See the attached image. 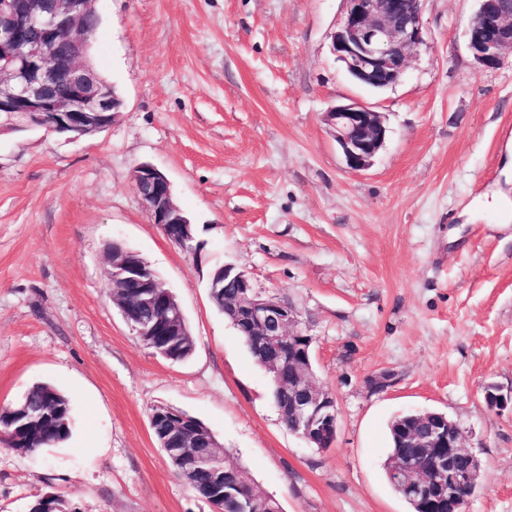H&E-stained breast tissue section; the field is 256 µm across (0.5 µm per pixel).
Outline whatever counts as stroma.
Masks as SVG:
<instances>
[{
	"mask_svg": "<svg viewBox=\"0 0 512 512\" xmlns=\"http://www.w3.org/2000/svg\"><path fill=\"white\" fill-rule=\"evenodd\" d=\"M477 7L426 0L404 78L374 91L332 52L342 0H97L90 55L123 95L118 120L80 139L0 134V407L48 383L74 417L37 455L0 446V512L47 491L81 512H213L153 435L159 403L201 420L283 512H409L385 478L387 425L441 412L482 463L469 512H512V62L474 64ZM349 98L388 127L359 172L323 118ZM141 163L170 179L200 254L153 224ZM115 242L176 296L188 359L153 355L113 306ZM229 263L311 337L316 382L336 396L333 448L288 430L212 304L209 277ZM385 370L395 385L372 392Z\"/></svg>",
	"mask_w": 512,
	"mask_h": 512,
	"instance_id": "stroma-1",
	"label": "stroma"
}]
</instances>
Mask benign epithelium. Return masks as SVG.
<instances>
[{"label": "benign epithelium", "mask_w": 512, "mask_h": 512, "mask_svg": "<svg viewBox=\"0 0 512 512\" xmlns=\"http://www.w3.org/2000/svg\"><path fill=\"white\" fill-rule=\"evenodd\" d=\"M96 0H0V114L29 117L25 126L82 137L101 131L120 115L119 104L98 83L88 65L87 17L97 14ZM424 0H343L342 21L332 34V50L345 70L363 86L389 87L405 75L409 52L424 41ZM469 20L467 48L477 68L497 69L512 58V4L507 0H478ZM324 121L352 171L368 169L387 138L382 113L363 103L347 100L324 112ZM139 198L152 222L172 243L196 251L193 227L174 202L171 182L164 172L141 163L133 172ZM112 301L135 335L157 332L154 318L141 314L150 307L166 312L168 325L187 336L182 309L160 279L149 274V263L139 252L118 243L110 248ZM224 274L243 288L230 307L251 331L279 336L301 349L295 376L285 384L288 410H279L283 422L312 447L327 450L336 440L335 397L316 385L309 357L311 341L290 331L296 322L292 308L256 292L246 272L232 265ZM168 442L190 447L198 443L184 424L191 417L168 405H157L150 422L170 420ZM409 448L439 452L435 469L423 476L406 470L407 484L420 491L431 487L448 492V512H468L469 496L481 485L482 465L467 446L464 431L455 422L427 413L404 432Z\"/></svg>", "instance_id": "7a95c632"}]
</instances>
